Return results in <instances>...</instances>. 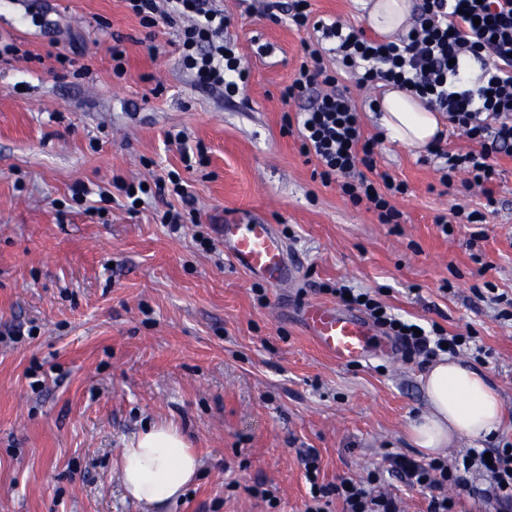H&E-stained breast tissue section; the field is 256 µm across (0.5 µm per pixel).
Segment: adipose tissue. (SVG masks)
<instances>
[{"label": "adipose tissue", "instance_id": "ef3b65f1", "mask_svg": "<svg viewBox=\"0 0 512 512\" xmlns=\"http://www.w3.org/2000/svg\"><path fill=\"white\" fill-rule=\"evenodd\" d=\"M411 10L410 0H371L367 22L381 36L392 39L406 30ZM378 107L391 140L424 151L438 139L437 112L405 90L388 87ZM423 383L427 411L410 423L409 435L426 455L458 439L486 440L500 425V398L481 371L445 357L430 365ZM200 467L178 428L154 423L123 450L121 480L131 501L158 512L197 480Z\"/></svg>", "mask_w": 512, "mask_h": 512}]
</instances>
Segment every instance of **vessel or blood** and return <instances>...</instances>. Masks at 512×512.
<instances>
[{
  "label": "vessel or blood",
  "mask_w": 512,
  "mask_h": 512,
  "mask_svg": "<svg viewBox=\"0 0 512 512\" xmlns=\"http://www.w3.org/2000/svg\"><path fill=\"white\" fill-rule=\"evenodd\" d=\"M221 229L225 252L246 273L276 288L298 281L299 268L274 225L231 218ZM301 319L318 347L337 362H358L385 347L379 332L356 313L309 303Z\"/></svg>",
  "instance_id": "1"
}]
</instances>
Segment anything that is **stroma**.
Returning a JSON list of instances; mask_svg holds the SVG:
<instances>
[{
    "mask_svg": "<svg viewBox=\"0 0 512 512\" xmlns=\"http://www.w3.org/2000/svg\"><path fill=\"white\" fill-rule=\"evenodd\" d=\"M265 5L218 2L250 73L228 98L194 84L175 29L142 27L124 0H0V42L17 47L0 57V332L36 329L0 339V512H140L118 463L154 421L175 425L202 463L162 512H303L302 448L317 449L327 482L367 477L388 452L419 457L408 424L426 404V365L398 349L337 363L299 320L304 303L336 304L341 283L448 334L476 331L504 409L486 446L512 442V322L499 317L512 304V157L496 158L495 212L442 233L436 216L483 208L484 195L443 184L433 155L385 138L384 85L358 86L327 57L365 133L382 138L370 180L387 172L408 186L391 199L399 223H380L314 177L315 160L284 131L299 105L281 92L317 35ZM116 34L122 80L108 52ZM179 130L204 163L185 167L166 140ZM172 170L198 216L174 235L159 217L179 198L131 213L112 185ZM77 184L108 192L100 211L73 199ZM228 217L275 225L300 280L272 288L239 268L224 251ZM487 282L506 301L480 297Z\"/></svg>",
    "mask_w": 512,
    "mask_h": 512,
    "instance_id": "obj_1",
    "label": "stroma"
}]
</instances>
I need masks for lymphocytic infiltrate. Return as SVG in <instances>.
Returning <instances> with one entry per match:
<instances>
[{"mask_svg":"<svg viewBox=\"0 0 512 512\" xmlns=\"http://www.w3.org/2000/svg\"><path fill=\"white\" fill-rule=\"evenodd\" d=\"M130 11L146 27L177 28L181 67L201 87L223 89L232 97L245 82L248 70L233 44L225 40L229 24L214 0H126ZM272 9L285 12L297 29L314 28L336 42L345 68L356 71L359 85L382 81L426 101L446 115L450 124L474 141L464 153L432 146L442 159L444 183L463 175L466 189L484 188L498 174L493 158L512 156V0H422L417 24L394 41L367 37L338 20H311L309 0H273ZM284 100L305 98L309 104L295 115L301 151L315 158L323 182L341 181L354 203H368L384 224L397 223L400 214L388 194H401L404 183L381 173L380 184L367 179L351 182L358 168L374 170L378 138L365 136L351 98L337 90L320 49L307 48L293 80L282 91ZM340 302L371 315L385 335L394 337L406 355L430 361L442 353L463 350L485 355L475 336L448 334L439 324L414 333L412 321L392 312L372 295L346 285L334 291ZM392 473L409 486L430 489L427 512H451L450 490L465 489L478 501L512 512V443L484 452L466 449L454 459L418 461L402 453H387ZM309 484L305 512H331L341 502L342 512H403L401 503L377 475L365 479L319 480V454L300 453ZM482 477L483 486L473 484Z\"/></svg>","mask_w":512,"mask_h":512,"instance_id":"1","label":"lymphocytic infiltrate"}]
</instances>
